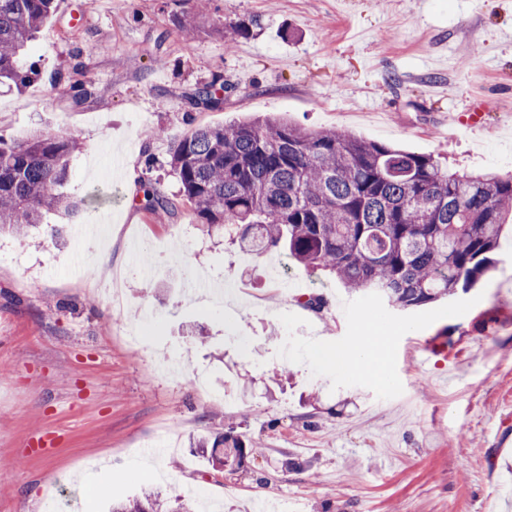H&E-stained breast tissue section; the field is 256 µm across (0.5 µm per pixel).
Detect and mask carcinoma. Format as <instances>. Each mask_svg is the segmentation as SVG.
<instances>
[{"label":"carcinoma","instance_id":"cac0c4a2","mask_svg":"<svg viewBox=\"0 0 512 512\" xmlns=\"http://www.w3.org/2000/svg\"><path fill=\"white\" fill-rule=\"evenodd\" d=\"M54 8L55 0H0V85L33 74L23 52ZM195 97L211 108L222 103L213 84ZM81 148L68 133L0 136V232L25 237L47 216L80 209L83 199L66 186ZM169 165L178 194L168 196L146 173L141 202L148 213L172 218L186 206L206 232H224L243 253L284 250L402 310L468 289L487 270L512 217V175L450 171L431 154L280 119L196 127L174 143ZM198 445L212 466L230 472L254 451L231 431ZM112 512L190 507L149 491L113 503Z\"/></svg>","mask_w":512,"mask_h":512}]
</instances>
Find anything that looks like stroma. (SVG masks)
Wrapping results in <instances>:
<instances>
[{
	"label": "stroma",
	"mask_w": 512,
	"mask_h": 512,
	"mask_svg": "<svg viewBox=\"0 0 512 512\" xmlns=\"http://www.w3.org/2000/svg\"><path fill=\"white\" fill-rule=\"evenodd\" d=\"M239 23L225 48L221 25ZM24 62L37 75L0 87V135L76 136L69 190L86 204L0 236V512H59L56 473L72 512L145 490H195L223 512L257 497L298 512H512L497 445L512 430V223L472 288L402 311L284 251L243 254L188 211L157 223L139 192L149 169L177 194L167 161L188 128L269 115L512 173V0H210L203 14L192 0H57ZM216 81L223 106L195 104ZM478 96L484 125H457ZM106 212L110 233L84 236ZM201 277L232 297H187ZM371 331L370 368L330 362ZM230 429L262 446L235 472L189 446ZM158 434L174 447L147 481L130 464Z\"/></svg>",
	"instance_id": "35a3bbf8"
}]
</instances>
